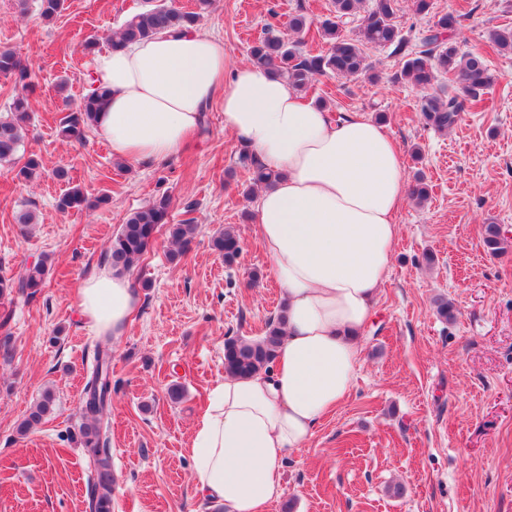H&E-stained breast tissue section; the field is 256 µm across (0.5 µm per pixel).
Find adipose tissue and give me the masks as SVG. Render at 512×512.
Wrapping results in <instances>:
<instances>
[{
  "label": "adipose tissue",
  "instance_id": "1",
  "mask_svg": "<svg viewBox=\"0 0 512 512\" xmlns=\"http://www.w3.org/2000/svg\"><path fill=\"white\" fill-rule=\"evenodd\" d=\"M90 88L106 94L96 126L115 157L177 155L219 95L225 130L278 175L259 194L255 232L281 287L284 337L270 370L228 375L214 388L189 448L202 499L225 512H268L284 493L288 453L307 447L352 388L400 231L399 150L371 118L333 122L284 80L232 63L221 37L195 28L94 54ZM137 302L113 272L87 277L77 292L85 322L116 337Z\"/></svg>",
  "mask_w": 512,
  "mask_h": 512
}]
</instances>
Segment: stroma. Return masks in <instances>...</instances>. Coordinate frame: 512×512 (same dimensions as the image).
I'll return each instance as SVG.
<instances>
[{
    "label": "stroma",
    "mask_w": 512,
    "mask_h": 512,
    "mask_svg": "<svg viewBox=\"0 0 512 512\" xmlns=\"http://www.w3.org/2000/svg\"><path fill=\"white\" fill-rule=\"evenodd\" d=\"M142 0H66L43 20L38 0H0V48L28 67L32 119L20 156L34 152L43 171L31 183L0 166V276L19 277L48 257L45 288L15 298L0 328V512H90L93 465L69 440L81 422L83 388L104 338L81 317L77 290L109 268L107 248L126 218L165 192L170 224L194 220L188 252L169 258L160 228L149 253L127 273L139 296L125 336L112 346V403L103 447L116 485L112 512H224L197 495L188 448L193 423L224 379V340L257 339L281 305L280 287L253 232L257 196L238 161L214 100L206 127L175 158L116 167L97 127L63 141L65 105L89 87L86 39L106 43ZM458 14L451 38L460 51L482 52L493 82L479 109L441 135L420 119L422 90L400 80L389 48L367 51L375 79L318 77L305 92L328 112L363 113L397 142L407 179L431 186L424 207L405 201L400 235L378 310L362 340L344 402L321 423L309 446L284 463L285 491L268 512H512V244L487 252L484 225L512 241V54L492 50L488 33L512 29V0H434ZM330 0H211L201 30L223 36L232 62L268 26L287 30L304 14L318 23ZM69 172L59 181L57 169ZM106 205L61 212L69 186ZM38 223L23 232L20 211ZM234 227L242 251L233 263L211 248L213 234ZM455 316L445 321L436 303ZM183 396L171 400L172 386ZM53 390L52 412L28 435L18 424ZM400 482L404 498L389 485Z\"/></svg>",
    "instance_id": "35a3bbf8"
}]
</instances>
